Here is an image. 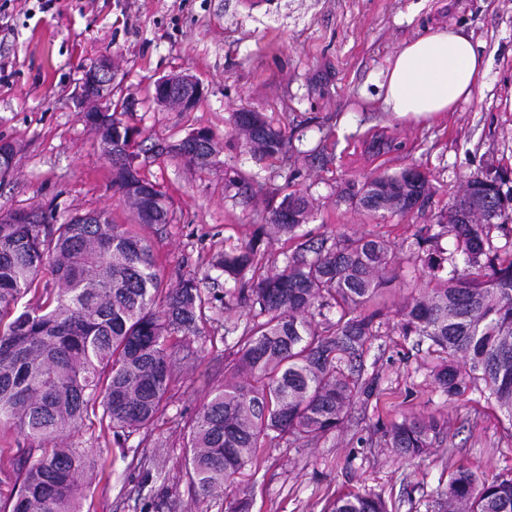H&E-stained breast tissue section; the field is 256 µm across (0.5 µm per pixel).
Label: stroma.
Listing matches in <instances>:
<instances>
[{"instance_id":"1","label":"stroma","mask_w":512,"mask_h":512,"mask_svg":"<svg viewBox=\"0 0 512 512\" xmlns=\"http://www.w3.org/2000/svg\"><path fill=\"white\" fill-rule=\"evenodd\" d=\"M463 29L491 61L470 101L432 124H400L383 110L378 80L406 42L436 28ZM111 57L115 98H132L125 121L137 132V163L166 196L172 220L142 227L162 263L166 287L196 279L202 293L224 294L212 257L247 243L271 205L293 191L309 195L311 238L377 234L396 247L381 303L394 316L408 295L402 278L419 231L461 195L468 176L487 164L512 166V0H0V138L19 148L0 179V211L42 207L58 220L108 211L133 218L112 188L111 164L73 98L81 65ZM186 73L206 96L193 112L159 111L155 80ZM263 113L292 138L287 162H255L230 137L233 112ZM205 127L222 144L205 167L159 153V144ZM403 142L385 156L389 171L417 163L432 192L407 217L378 216L337 202L345 180L374 164L361 147L373 133ZM251 189L231 186L237 172ZM248 308L216 306L194 345L193 367L177 372L163 411L148 428L113 436L97 417L68 438L85 450L91 482L81 512H224L223 497L196 499L181 467L186 422L224 382L231 326ZM439 355L385 326L364 356L381 392L375 406H354L342 428L309 447L281 445L242 478L252 512H323L336 494L374 492L389 512H426L448 481L447 462L489 475H512V426L487 402L483 381L451 398L438 388ZM409 415L432 420L439 434L405 460L386 448L378 426ZM158 471L140 486L142 467Z\"/></svg>"}]
</instances>
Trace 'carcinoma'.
I'll use <instances>...</instances> for the list:
<instances>
[{
    "label": "carcinoma",
    "instance_id": "obj_1",
    "mask_svg": "<svg viewBox=\"0 0 512 512\" xmlns=\"http://www.w3.org/2000/svg\"><path fill=\"white\" fill-rule=\"evenodd\" d=\"M90 131L112 165V188L137 223H170L163 194L131 171L116 113L88 114ZM233 131L258 160L286 159L290 138L259 112H235ZM384 134L365 141L379 156L399 150ZM201 133L167 155L197 164L212 155ZM16 145L0 148V177L13 169ZM429 173L420 165L382 170L349 180L338 196L371 214L414 212L410 200L428 196ZM313 215L298 192L271 207L259 235L218 254L211 267L234 286L224 307L244 304L252 315L226 348L227 379L211 390L187 424L184 468L194 494L225 498V512H251L252 498L233 491L237 478L258 465L260 449L316 445L340 429L354 405L378 396L363 357L377 336V302L395 246L383 236L341 234L306 239L297 234ZM512 224V186L479 170L462 196L441 214L437 232L417 239L411 261L421 272L396 310L394 328L427 341L443 354L435 381L450 397L481 380L512 426V258L501 257L490 233ZM294 242L283 264L259 259L266 226ZM453 238L444 249L439 239ZM50 267L58 285L40 287ZM205 298L192 278L164 290L154 247L131 224L99 211L57 224L42 209L0 220V429L29 442L0 473L15 475L9 512H80L82 448L59 442L90 412L102 409L113 434L149 426L166 402L174 372L194 351L190 337L207 321ZM437 424L405 417L389 424L386 444L401 457L432 445ZM512 512V477L461 465L448 469L433 512ZM326 512H388L379 495L348 493Z\"/></svg>",
    "mask_w": 512,
    "mask_h": 512
}]
</instances>
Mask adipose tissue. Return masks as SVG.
<instances>
[{
    "label": "adipose tissue",
    "instance_id": "1",
    "mask_svg": "<svg viewBox=\"0 0 512 512\" xmlns=\"http://www.w3.org/2000/svg\"><path fill=\"white\" fill-rule=\"evenodd\" d=\"M489 60L463 31L436 29L406 43L392 56L380 84L384 109L417 123L472 98Z\"/></svg>",
    "mask_w": 512,
    "mask_h": 512
}]
</instances>
